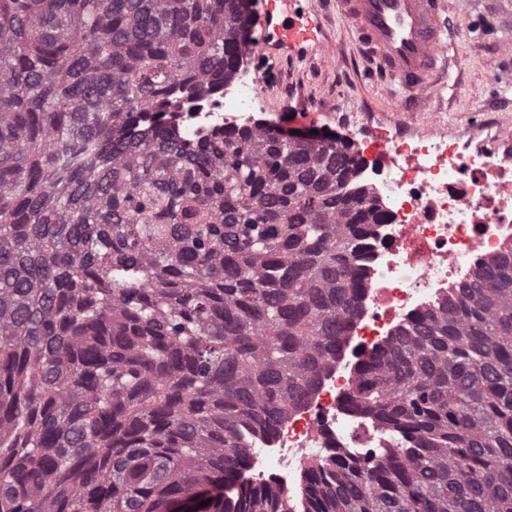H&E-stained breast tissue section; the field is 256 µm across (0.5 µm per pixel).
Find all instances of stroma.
I'll use <instances>...</instances> for the list:
<instances>
[{"instance_id": "obj_1", "label": "stroma", "mask_w": 512, "mask_h": 512, "mask_svg": "<svg viewBox=\"0 0 512 512\" xmlns=\"http://www.w3.org/2000/svg\"><path fill=\"white\" fill-rule=\"evenodd\" d=\"M445 2L443 18L452 32L446 50L457 64L409 115L403 108L408 93L398 80L373 79L339 0H301L322 24L324 47L281 53L257 41L248 46L254 92L267 120L285 130L339 136L351 129L369 139L407 116L420 131H454L469 144L487 142L491 125L512 130V0Z\"/></svg>"}]
</instances>
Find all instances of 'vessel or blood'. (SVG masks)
Here are the masks:
<instances>
[{
    "label": "vessel or blood",
    "instance_id": "b4317fda",
    "mask_svg": "<svg viewBox=\"0 0 512 512\" xmlns=\"http://www.w3.org/2000/svg\"><path fill=\"white\" fill-rule=\"evenodd\" d=\"M343 12L378 61L381 72L398 78L413 102H421L444 62L446 31L442 0H342ZM297 0H260V38L275 49L318 48L310 21H302Z\"/></svg>",
    "mask_w": 512,
    "mask_h": 512
}]
</instances>
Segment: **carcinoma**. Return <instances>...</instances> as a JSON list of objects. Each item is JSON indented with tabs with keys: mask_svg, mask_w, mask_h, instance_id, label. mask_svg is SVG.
Returning a JSON list of instances; mask_svg holds the SVG:
<instances>
[{
	"mask_svg": "<svg viewBox=\"0 0 512 512\" xmlns=\"http://www.w3.org/2000/svg\"><path fill=\"white\" fill-rule=\"evenodd\" d=\"M248 0H0V512H512V245L381 345L344 408L397 438L243 478L350 338L363 163L149 112L224 85Z\"/></svg>",
	"mask_w": 512,
	"mask_h": 512,
	"instance_id": "obj_1",
	"label": "carcinoma"
}]
</instances>
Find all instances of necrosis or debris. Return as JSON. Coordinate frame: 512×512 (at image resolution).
Segmentation results:
<instances>
[{"instance_id":"necrosis-or-debris-1","label":"necrosis or debris","mask_w":512,"mask_h":512,"mask_svg":"<svg viewBox=\"0 0 512 512\" xmlns=\"http://www.w3.org/2000/svg\"><path fill=\"white\" fill-rule=\"evenodd\" d=\"M244 65L216 93L185 102L167 117L176 136L202 140L256 125L261 102ZM368 160L361 176L378 196L382 222L364 245L363 311L357 346L380 344L404 320L445 297L477 262L512 243V155L472 149L448 133H383L357 142ZM354 382L349 361L336 364L311 403L257 444L254 464L284 485L303 462L326 448L363 452L392 442L374 424L347 413Z\"/></svg>"}]
</instances>
